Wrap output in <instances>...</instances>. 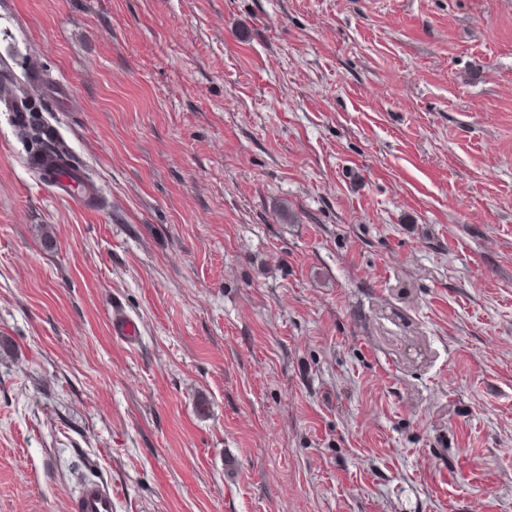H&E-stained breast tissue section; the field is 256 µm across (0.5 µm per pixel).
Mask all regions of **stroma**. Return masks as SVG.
I'll return each mask as SVG.
<instances>
[{
  "label": "stroma",
  "instance_id": "1",
  "mask_svg": "<svg viewBox=\"0 0 512 512\" xmlns=\"http://www.w3.org/2000/svg\"><path fill=\"white\" fill-rule=\"evenodd\" d=\"M0 84V512H512V0H0ZM32 114L33 115L30 116V119L27 121V123H25V127L19 128L21 133L28 141L29 152H31V156L40 154L46 150H50L64 162L63 167L56 174L64 172V170L70 166V158L68 153L59 145L43 139L41 134V116L38 112H32ZM31 164L33 166L41 167L46 171L52 172V170L58 164V159L54 154L47 152L31 158ZM70 512H113L112 489L95 481L85 482L71 500Z\"/></svg>",
  "mask_w": 512,
  "mask_h": 512
}]
</instances>
